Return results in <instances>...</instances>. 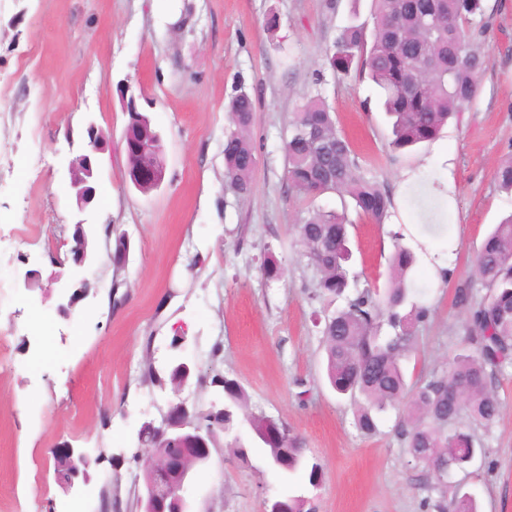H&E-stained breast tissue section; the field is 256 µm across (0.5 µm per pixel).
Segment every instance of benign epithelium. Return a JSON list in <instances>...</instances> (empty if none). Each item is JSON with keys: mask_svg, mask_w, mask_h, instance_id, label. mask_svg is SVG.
Returning a JSON list of instances; mask_svg holds the SVG:
<instances>
[{"mask_svg": "<svg viewBox=\"0 0 512 512\" xmlns=\"http://www.w3.org/2000/svg\"><path fill=\"white\" fill-rule=\"evenodd\" d=\"M87 142L82 150L68 161V173L71 186L77 189L76 202L81 209L92 204L96 188L94 177L98 154L104 150V137L94 122H89ZM130 182L136 190L148 186L150 190L159 189L165 180V164L159 158L148 157L139 167L128 173ZM59 297L62 303L59 312L66 316L69 309L85 291L86 280L68 277H56ZM189 410L187 402L182 400L177 408L169 409L162 420L170 439L186 441V446L177 449L173 455L165 456L159 462L148 461L144 492L140 501L145 503V512H189L182 496V490L188 483L194 465L201 460L211 459V446L207 437L198 434L187 440L183 430L187 426L185 413ZM86 464L84 453L65 444L57 449L54 469L58 482L73 486L75 479L85 475L80 465Z\"/></svg>", "mask_w": 512, "mask_h": 512, "instance_id": "7a95c632", "label": "benign epithelium"}]
</instances>
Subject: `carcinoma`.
I'll return each instance as SVG.
<instances>
[{
	"instance_id": "obj_1",
	"label": "carcinoma",
	"mask_w": 512,
	"mask_h": 512,
	"mask_svg": "<svg viewBox=\"0 0 512 512\" xmlns=\"http://www.w3.org/2000/svg\"><path fill=\"white\" fill-rule=\"evenodd\" d=\"M373 30L360 24L341 29L333 44L330 66L349 73L357 67L380 94V106L391 125L390 145L404 149L434 140L471 104L488 59L476 47L486 36L483 0H372ZM235 129L224 140V173L241 194L251 191L257 159L250 138L256 112L246 92L228 105ZM126 140L129 163L138 165L137 150H162L161 137H142L136 125ZM288 190L303 199L326 192L349 197L357 214L380 224L390 213L388 191L365 178L349 140L337 129L336 113L320 96L307 98L290 122L284 144ZM501 190L512 193V153L495 171ZM347 213L313 209L294 225L301 256L319 275L310 299L322 303L315 324L322 326L325 372L330 386L355 405L359 430L373 434L381 414L405 405L397 436L412 449L414 460L431 479L462 470L484 448L474 430L494 425L501 403L493 384L512 366V214L494 225L476 256L473 274L455 284L454 299L466 315V347L448 356L446 366L406 381L404 361L415 329L429 320L430 309L413 299L419 259L403 244L402 231L391 233L395 252L385 288H362L349 276L351 259ZM129 244L120 236L112 264L125 266ZM269 283L282 277L270 255L262 263ZM486 294H475V285ZM222 389L224 407L199 406L190 415L192 430L220 443L246 460L250 447L237 434L241 422L254 430L257 449L275 467L287 497L288 512H313L309 498L293 485L306 465L303 440L285 432L279 422L254 412L241 384L223 374L207 377ZM226 441H221V438ZM450 512H478L476 499L461 491L451 497Z\"/></svg>"
}]
</instances>
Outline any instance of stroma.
<instances>
[{"mask_svg":"<svg viewBox=\"0 0 512 512\" xmlns=\"http://www.w3.org/2000/svg\"><path fill=\"white\" fill-rule=\"evenodd\" d=\"M483 4L489 66L476 98L436 142L396 151L372 83L327 60L350 20L372 27L371 0H0V512H101L107 502L112 512H140L141 424L160 421L177 397L223 401L193 379L177 390L141 383L145 361L164 376L176 358L237 379L254 411L304 439L322 471L319 488L298 480L315 512H439L442 494L426 489L425 471L395 433L398 411L364 434L325 379L319 305L310 299L316 273L291 226L310 209L340 208L341 199L289 192L283 142L298 106L320 95L362 175L389 191L397 223L429 245L400 177L447 146L453 279L421 264L417 299L431 317L405 363L411 382L441 369L465 334L454 282L471 275L493 224L512 213V195L495 181L499 160L512 153V0ZM272 15L279 27L271 33ZM241 90L257 108L248 195L224 174L227 105ZM131 99L162 137L166 177L148 194L126 180L121 140ZM90 118L112 147L99 157L96 199L81 211L67 165ZM80 220L97 259L84 271L87 293L64 318L50 277L72 269ZM393 226L354 218L362 283L385 285ZM122 234L129 258L118 270L109 253ZM268 253L283 268L272 284L260 269ZM29 269L41 277L26 290ZM495 390L501 416L475 433L484 457L447 483L473 494L480 512H512V368ZM64 443L89 459L88 480L68 489L53 466ZM282 492L259 453L244 462L218 447L184 496L190 512H267Z\"/></svg>","mask_w":512,"mask_h":512,"instance_id":"1","label":"stroma"}]
</instances>
